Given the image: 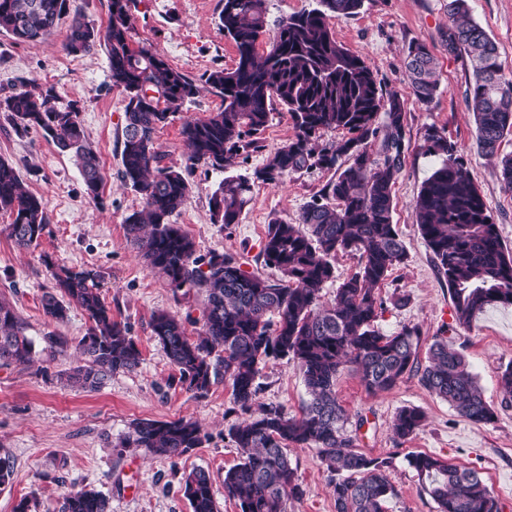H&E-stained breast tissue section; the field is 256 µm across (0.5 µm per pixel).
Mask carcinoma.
I'll use <instances>...</instances> for the list:
<instances>
[{
  "label": "carcinoma",
  "instance_id": "obj_1",
  "mask_svg": "<svg viewBox=\"0 0 512 512\" xmlns=\"http://www.w3.org/2000/svg\"><path fill=\"white\" fill-rule=\"evenodd\" d=\"M322 8L274 21L271 48L259 52L258 40L269 27L265 0H222L219 29L235 45L232 68L205 72L201 81L221 99L203 119L183 122L181 135L190 154L185 167L163 164L155 147L158 129L184 111L198 85L145 44L133 45V0H109L106 21L95 26L73 19L66 38L69 54L100 47L107 55L110 82L124 94L125 126L120 174L143 200V208L124 220L127 239L146 266L167 280L174 298L191 291L205 296L203 329L191 340L183 322L160 312L152 332L179 382L198 396L207 394L224 368L233 402L250 411L259 385L260 365L270 359L297 362L310 399L298 417L269 408L230 429L240 463L224 475V492L240 512H286L290 498L303 494L288 458L292 444L319 450L328 469L336 512H384L395 495L379 460L354 449L336 399V376L351 366L370 392L388 390L406 375L448 404L461 417L490 423L495 413L483 396L462 353L435 337L427 363L419 357L420 334L404 327L383 334L376 326L382 302L375 293L407 253L393 224L392 187L404 163V103L384 97L365 59L341 44L330 19L359 13L364 0H320ZM448 54L467 56L471 78L465 102L476 126V144L486 156L497 155L512 134V77L504 74L496 43L469 18L468 0H448ZM69 10V0H0V31L17 42L51 35ZM436 62L427 47L407 49L405 69L415 99L427 105L438 90ZM23 89L0 97V112L10 113L15 130H40L62 151L70 152L88 196L96 199L102 183L98 154L89 146L77 102L59 104L52 86L22 81ZM289 112L295 138L278 147L252 176L229 174L210 198L212 219L228 228L238 223L257 182L275 184L292 173L319 167L333 172L295 223L268 224L265 262L282 279L271 282L242 269L232 256H196L195 242L171 223L190 198L189 177L204 164L220 171L262 148L260 135L274 105ZM336 129L349 137L315 147L321 131ZM427 152L440 158L423 183L413 207L421 235L448 282L454 320L468 327L487 307L512 306V251L455 143L443 130L425 133ZM0 212L11 217L4 231L20 248L38 245L50 224L44 198L23 189L18 169L0 159ZM358 255V268L323 304L321 291L335 277L336 256ZM206 268H201V265ZM54 291L42 298L44 315L65 321L74 304L90 326L78 344L83 363L61 378L85 391H96L119 371L140 364V351L127 324L112 318L91 270L58 267ZM34 341L24 322L0 302V365L33 366ZM423 413L406 407L391 428L404 441L422 425ZM206 439L201 426L186 418L139 419L120 441L177 460ZM434 500L437 512H501L497 498L475 471L424 453L407 457ZM192 512H218L209 474L193 470L184 479ZM61 512H110L109 500L93 489L64 497Z\"/></svg>",
  "mask_w": 512,
  "mask_h": 512
}]
</instances>
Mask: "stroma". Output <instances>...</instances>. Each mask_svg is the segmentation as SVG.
Wrapping results in <instances>:
<instances>
[{"mask_svg":"<svg viewBox=\"0 0 512 512\" xmlns=\"http://www.w3.org/2000/svg\"><path fill=\"white\" fill-rule=\"evenodd\" d=\"M445 3L364 0L358 14L332 18L331 26L340 42L366 60L384 93L398 95L405 104L404 165L392 192L393 222L408 257L376 289L384 302L377 326L387 335L405 325L418 327L426 345L437 336L448 339L464 355L496 418L476 424L460 417L414 376L390 390L369 392L349 367L336 378V398L356 449L391 463L388 474L397 495L387 502V512H437L407 462L408 454L420 452L477 471L502 512H512V402H504L499 384L502 371L512 364V306L487 307L470 327L457 326L448 285L413 210L424 180L439 162L424 141L426 128L433 125L458 146L504 244L512 249V192L504 189L498 158L477 149L473 116L464 100L471 67L467 57L449 55L442 39L450 23ZM108 5L109 0H70L69 17L42 41L17 43L0 33V95L19 90L25 78L54 86L62 100L78 101L103 176L100 198L91 200L71 154L39 132H16L7 113L0 112V158L17 166L24 188L45 199L51 218L39 245L21 249L4 233L10 218L0 213V301L14 309L40 351L37 366H0V457L13 469L10 484L0 489V512H14L25 497L36 501V512H60L64 496L82 488L105 494L110 512H191L183 485L195 469L209 473L218 512H240L224 493V473L240 459L228 432L244 414L234 405L227 382L215 383L203 396L182 387L151 330L154 314L168 311L183 321L190 339H197L204 297L193 293L175 301L165 280L149 271L127 239L123 220L143 203L119 173L122 90L111 85L102 50L74 56L63 48L72 15L99 25ZM470 7L472 19L496 42L505 74L512 75V0H470ZM220 9L221 0H136L133 40L200 80L210 69L235 63V46L217 25ZM413 42L425 44L437 62L439 90L427 105L415 100L405 73L403 61ZM294 136L288 112L276 107L262 134V150L239 162L237 172L262 167L275 148ZM330 177V171L313 169L291 174L279 185L255 184L238 223L227 228L213 223L209 204L224 174L201 165L190 178V199L174 221L194 240L197 256L229 254L243 270L276 281L280 272L263 256L268 225L276 219L294 221ZM54 264L97 273L102 298L115 320L130 325L141 352L138 368L113 374L98 391L85 392L60 380L79 365L77 345L89 322L76 307L61 323L45 316L41 297L53 286ZM402 295L407 298L403 304L398 301ZM50 332L65 340L64 348H48ZM259 383L258 405L300 415L308 394L296 364L268 361ZM404 407L420 409L425 419L401 442L391 421ZM180 417L196 421L207 433L202 447L175 461L119 449L134 420ZM288 456L303 495L287 501V512H335L330 472L317 448L293 445Z\"/></svg>","mask_w":512,"mask_h":512,"instance_id":"obj_1","label":"stroma"}]
</instances>
